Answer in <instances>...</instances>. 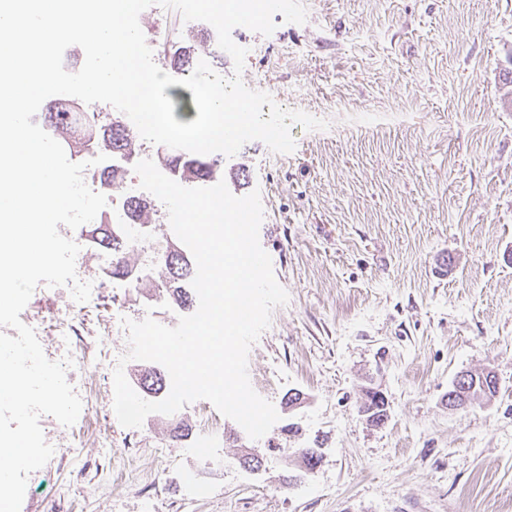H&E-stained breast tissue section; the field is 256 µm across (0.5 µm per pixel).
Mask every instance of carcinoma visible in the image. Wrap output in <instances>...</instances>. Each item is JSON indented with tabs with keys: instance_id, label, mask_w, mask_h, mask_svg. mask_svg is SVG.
I'll list each match as a JSON object with an SVG mask.
<instances>
[{
	"instance_id": "cac0c4a2",
	"label": "carcinoma",
	"mask_w": 512,
	"mask_h": 512,
	"mask_svg": "<svg viewBox=\"0 0 512 512\" xmlns=\"http://www.w3.org/2000/svg\"><path fill=\"white\" fill-rule=\"evenodd\" d=\"M207 46V39L191 35L165 48L170 70L178 78L190 75L194 69L196 58L201 48ZM169 95L173 99L175 116L182 121L193 118L194 111L190 93L186 88L175 85L169 88ZM44 125L52 132L57 140H61L75 153L83 151L85 141L95 139L99 152L112 154H125L132 156L137 147L134 136L123 122L121 113H106L100 120L85 125L79 134H74L72 124L76 117L60 111L56 105L50 104L42 113ZM158 162L165 166L171 178L180 184L210 181L224 178V159L194 153L158 154ZM131 215L144 224L151 223L150 204L142 198H133L128 201ZM91 239L99 246L112 252L115 262L112 263V276L125 278L131 275L132 270L127 260L129 247L124 242L112 237V231L103 224H94L91 229ZM167 256L160 258L164 264L168 280L165 281L167 291L175 303L184 308L189 305L190 299L185 291L187 283L196 274V263L184 256L177 248L167 246ZM482 372L469 371L462 374L456 387L448 391L449 401L461 408L480 397L491 398L494 391H485L480 379ZM143 386L150 391H166L165 374L151 370L143 379ZM363 407L370 411V423L379 426L387 418L385 399L375 395L366 398Z\"/></svg>"
}]
</instances>
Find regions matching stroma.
<instances>
[{
	"instance_id": "obj_1",
	"label": "stroma",
	"mask_w": 512,
	"mask_h": 512,
	"mask_svg": "<svg viewBox=\"0 0 512 512\" xmlns=\"http://www.w3.org/2000/svg\"><path fill=\"white\" fill-rule=\"evenodd\" d=\"M302 4L305 23L278 13L271 35L233 29L234 41L264 47L246 58L244 84L261 78L278 105L319 119L357 113L368 130L320 135L295 123L294 152L253 140L224 161L232 194L260 193V245L289 294L248 358L279 424L254 440L225 419L224 464L209 467L192 450L196 404L126 428L99 369H82L97 393L82 453L51 458L21 512H53L61 499L70 512H512V107L502 105L512 0ZM139 25L150 44L192 29L156 5ZM398 109L405 124L373 128L377 113ZM105 256L90 242L76 258L79 275L105 283L84 339L118 355L126 341L106 336L103 319L164 322L182 310L161 287L162 266L134 288ZM27 309L75 315L65 286L39 285ZM466 370L493 371L499 390L449 411L448 389ZM369 388L388 404L379 427L359 411ZM294 392L302 403L292 409ZM103 429L113 454L136 458L112 492L100 488ZM277 443L317 449V467L288 480ZM159 448L169 468L158 466ZM247 448L264 455L261 471L241 465ZM188 469L207 495H189Z\"/></svg>"
}]
</instances>
